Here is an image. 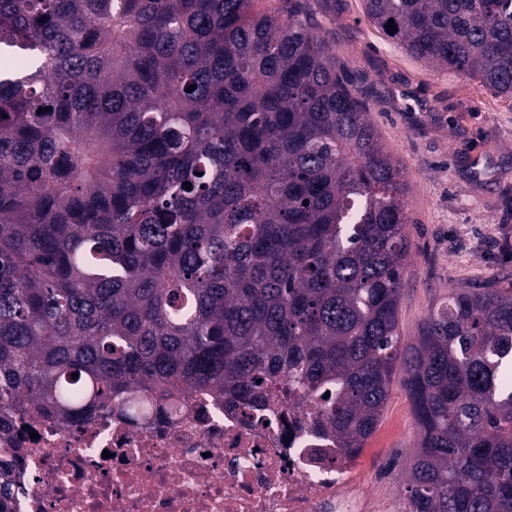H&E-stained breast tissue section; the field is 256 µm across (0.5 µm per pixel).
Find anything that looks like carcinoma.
I'll return each instance as SVG.
<instances>
[{
	"instance_id": "carcinoma-1",
	"label": "carcinoma",
	"mask_w": 512,
	"mask_h": 512,
	"mask_svg": "<svg viewBox=\"0 0 512 512\" xmlns=\"http://www.w3.org/2000/svg\"><path fill=\"white\" fill-rule=\"evenodd\" d=\"M258 2L0 0V48L37 59L0 73V402L301 395L362 448L400 367L413 512H512V284L453 290L400 348L406 181L302 0ZM364 2L512 98V0Z\"/></svg>"
}]
</instances>
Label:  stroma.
<instances>
[{
  "label": "stroma",
  "mask_w": 512,
  "mask_h": 512,
  "mask_svg": "<svg viewBox=\"0 0 512 512\" xmlns=\"http://www.w3.org/2000/svg\"><path fill=\"white\" fill-rule=\"evenodd\" d=\"M307 3L337 73L408 185L398 332L410 347L451 289L512 277V99L410 57L373 26L363 0ZM418 444L398 372L363 465L377 482L406 480Z\"/></svg>",
  "instance_id": "35a3bbf8"
}]
</instances>
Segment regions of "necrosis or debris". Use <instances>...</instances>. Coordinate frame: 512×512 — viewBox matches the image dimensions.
Segmentation results:
<instances>
[{
  "instance_id": "1",
  "label": "necrosis or debris",
  "mask_w": 512,
  "mask_h": 512,
  "mask_svg": "<svg viewBox=\"0 0 512 512\" xmlns=\"http://www.w3.org/2000/svg\"><path fill=\"white\" fill-rule=\"evenodd\" d=\"M359 464L301 399L257 412L193 390L160 416L128 398L78 423L13 416L0 431V512H409Z\"/></svg>"
}]
</instances>
